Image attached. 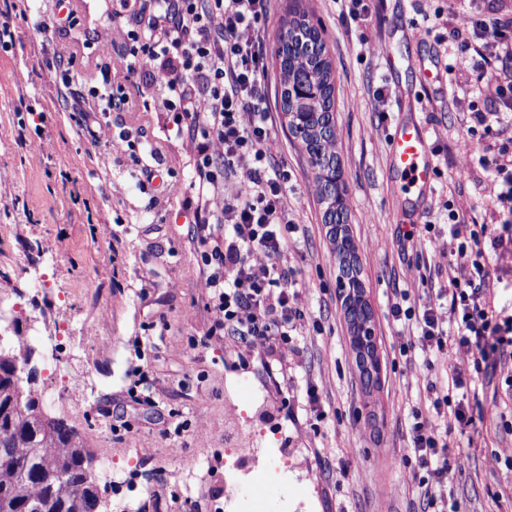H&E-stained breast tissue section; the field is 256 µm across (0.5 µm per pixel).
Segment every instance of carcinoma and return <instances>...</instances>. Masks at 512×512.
Listing matches in <instances>:
<instances>
[{
	"label": "carcinoma",
	"mask_w": 512,
	"mask_h": 512,
	"mask_svg": "<svg viewBox=\"0 0 512 512\" xmlns=\"http://www.w3.org/2000/svg\"><path fill=\"white\" fill-rule=\"evenodd\" d=\"M282 86L305 82L333 91L325 44L311 55L287 46ZM32 349L20 336L0 349V512H96L99 493L91 475L94 454L75 429L49 420L28 369Z\"/></svg>",
	"instance_id": "cac0c4a2"
}]
</instances>
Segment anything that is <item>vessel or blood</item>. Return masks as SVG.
I'll return each instance as SVG.
<instances>
[{"instance_id":"obj_1","label":"vessel or blood","mask_w":512,"mask_h":512,"mask_svg":"<svg viewBox=\"0 0 512 512\" xmlns=\"http://www.w3.org/2000/svg\"><path fill=\"white\" fill-rule=\"evenodd\" d=\"M392 161L408 187L418 195L430 189L436 168L420 124L401 123L390 139Z\"/></svg>"}]
</instances>
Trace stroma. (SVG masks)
Wrapping results in <instances>:
<instances>
[{
	"instance_id": "obj_1",
	"label": "stroma",
	"mask_w": 512,
	"mask_h": 512,
	"mask_svg": "<svg viewBox=\"0 0 512 512\" xmlns=\"http://www.w3.org/2000/svg\"><path fill=\"white\" fill-rule=\"evenodd\" d=\"M361 19L338 0H276L269 37L306 14L333 63L336 151L350 235L372 307L380 388L366 405L338 296L336 252L323 221L316 171L277 118L270 141L288 171V213L297 226L287 260L296 271L306 318L291 333L283 368L266 371L233 337L211 331L212 316L186 212L194 158L166 113L146 118L114 106L92 133L76 107L111 68L107 92L131 91L123 65L129 12L112 0H75V23L53 34L71 58L61 92L56 64L31 29L51 20L54 0H30L6 21L12 49L0 48V336H25L34 387L52 417L75 429L95 457L111 454L124 483L97 477L99 512L138 485L137 512H212L224 495V468L210 469L202 494L181 477L197 458H223L230 440L281 428L294 448L289 494L310 496L315 512H422L407 461L415 413L431 415L434 394L485 409L468 434L449 422L442 445L462 453V468L430 479L447 512H512V358L503 357L466 392L450 389L441 354L413 348L394 321L396 294L420 304L448 285L451 239L482 251L495 272L488 299L512 317V242L492 246L502 214L500 186L481 156L512 152V114L498 111L472 61L455 42H437L436 16L448 30L467 27L468 0H365ZM410 64L394 67L379 40ZM45 113L36 124L32 111ZM488 111L477 123L476 111ZM419 120L437 166L426 204L410 207L389 161L388 136ZM159 157H151L150 148ZM152 167L159 179L146 180ZM466 221L448 227L449 210ZM144 383H137V373ZM314 385L320 410L305 408ZM235 405V414L225 412Z\"/></svg>"
}]
</instances>
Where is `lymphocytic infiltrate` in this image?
I'll use <instances>...</instances> for the list:
<instances>
[{"label": "lymphocytic infiltrate", "instance_id": "f902f5d3", "mask_svg": "<svg viewBox=\"0 0 512 512\" xmlns=\"http://www.w3.org/2000/svg\"><path fill=\"white\" fill-rule=\"evenodd\" d=\"M131 3L136 9L126 32L125 69L146 88L133 109L171 112L177 135L193 149V219L212 329L236 336L263 360L274 359L305 313L284 260L288 172L272 163L268 148L274 117L265 41L272 0H119L123 9ZM459 48L512 110V80H499L500 65H512V17L474 10ZM454 252L449 285L435 300L417 308L396 302L391 313L415 323L422 352L470 353V367L450 368L462 388L512 351V323L499 324L488 305L490 266L467 261L464 243ZM444 306L456 317V335L442 325ZM410 438L419 466L435 478H447L461 462L440 446L433 420H416Z\"/></svg>", "mask_w": 512, "mask_h": 512}]
</instances>
